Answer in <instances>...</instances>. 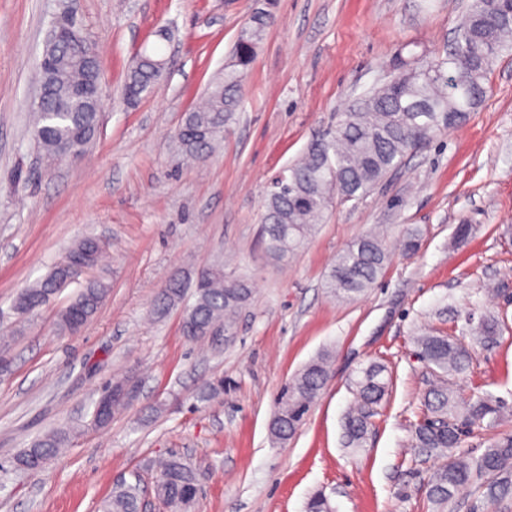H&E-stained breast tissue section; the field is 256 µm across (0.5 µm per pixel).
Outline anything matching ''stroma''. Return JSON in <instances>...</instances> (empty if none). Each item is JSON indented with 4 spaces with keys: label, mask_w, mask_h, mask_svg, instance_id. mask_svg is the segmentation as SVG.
<instances>
[{
    "label": "stroma",
    "mask_w": 512,
    "mask_h": 512,
    "mask_svg": "<svg viewBox=\"0 0 512 512\" xmlns=\"http://www.w3.org/2000/svg\"><path fill=\"white\" fill-rule=\"evenodd\" d=\"M472 0H277L274 22L244 76L243 103L215 152L185 161V112L231 59L255 0H0V512H101L113 484L176 453L199 473L188 512H305L309 495L334 512H429L436 462L410 447L409 424L432 380L413 344L458 337L467 318L499 314L497 344L470 350L453 379L461 400L490 394L512 410V56L495 63L477 112L408 156L370 194L329 210L306 246L273 261L262 237L273 178L334 129L364 92L395 78L398 60L442 55ZM74 12L99 56L100 131L77 161L43 159L31 128L39 60L53 18ZM171 28L173 38L155 33ZM159 46L170 76L137 104L126 70ZM471 225L456 241L457 225ZM417 231L416 251L406 232ZM389 260L351 300L325 288L336 256L368 232ZM86 236L105 257L85 280L109 291L80 333L60 329L73 283L19 315L11 305ZM222 261L249 279L232 329L203 341L181 333V308L156 316L174 272L195 278ZM329 351L328 381L288 442L269 423L280 388ZM392 372L364 448L345 445L357 370ZM132 378L137 399L102 428L92 403ZM223 378L210 397L207 382ZM69 446L37 471L13 460L52 430Z\"/></svg>",
    "instance_id": "obj_1"
}]
</instances>
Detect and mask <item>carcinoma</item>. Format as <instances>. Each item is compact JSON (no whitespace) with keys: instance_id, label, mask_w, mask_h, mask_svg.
Segmentation results:
<instances>
[{"instance_id":"1","label":"carcinoma","mask_w":512,"mask_h":512,"mask_svg":"<svg viewBox=\"0 0 512 512\" xmlns=\"http://www.w3.org/2000/svg\"><path fill=\"white\" fill-rule=\"evenodd\" d=\"M273 20L274 15L268 10L262 19L251 16L241 27L233 64L224 69V78L209 87L205 104L187 112L182 146L186 155L199 158L207 154L239 110L244 72ZM509 52L512 0H475L455 45L445 56L404 61L401 75L357 99L341 113L333 130L313 139L303 157L287 167L288 192L282 193L271 185L262 217L269 256L281 261L298 251L323 222L333 201L362 198L401 165L411 151L462 125L485 100L493 64ZM166 78V60L159 50L144 49L140 60L132 62L126 74L127 101H140ZM57 95L64 111L36 113L33 129L36 142L49 158L58 156L66 142L77 138L91 142L99 130V115L94 112L92 101L68 97L65 81L58 85ZM102 252L97 239L82 238L46 276L18 295L13 311L30 313L45 305L74 282L77 269L96 266ZM387 260L383 238L365 234L337 257L327 275L326 287L338 298H354L376 283ZM187 288L186 279L173 276L157 298L155 313L162 316L182 303ZM106 293L104 282H87L61 312V328L73 333L84 327ZM251 294L247 279L227 275L223 266L202 269L194 283V302L183 310V335L198 340L209 337L215 325L231 329L233 315ZM502 323L504 319L497 315L484 317L475 330L476 340L483 344L496 340ZM415 344L435 380L424 394L421 414L411 424V447L443 459L426 483L430 512H448L459 494L473 486L486 502L504 501L512 495V433L490 443L478 457L457 452L464 441L460 427H467L472 436L486 419L504 421V407L487 394L459 405L448 378L470 370L469 352L461 342L432 333L415 337ZM328 373V357L323 355L305 365L282 387L270 423L276 440L285 442L296 434L324 388ZM390 385L391 375L380 363L360 370L352 381L356 404L346 418L347 447H365L373 417L386 400ZM126 387L127 383L117 382L106 388L111 405L105 413L92 410L94 424H108L118 409L130 403ZM67 441L64 431L46 433L17 457L16 464L24 470H38ZM198 482L195 469L172 454L157 465L155 497L165 507H178L188 502L189 490ZM141 483L138 472L132 473L129 481H117L112 496L102 504V512H138ZM306 512H333V507L325 494L317 491L309 498Z\"/></svg>"}]
</instances>
